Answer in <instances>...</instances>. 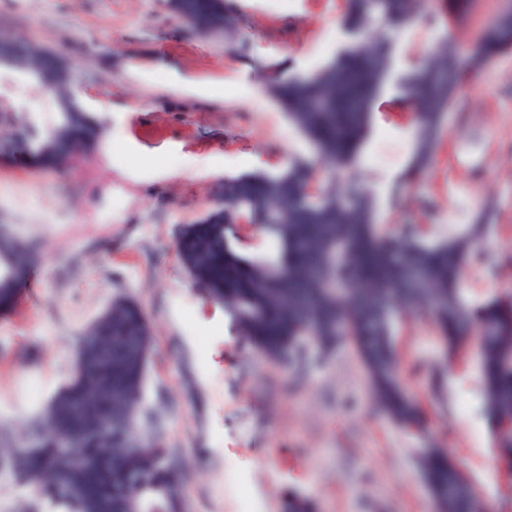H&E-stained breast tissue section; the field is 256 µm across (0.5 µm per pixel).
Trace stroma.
<instances>
[{
  "instance_id": "35a3bbf8",
  "label": "stroma",
  "mask_w": 512,
  "mask_h": 512,
  "mask_svg": "<svg viewBox=\"0 0 512 512\" xmlns=\"http://www.w3.org/2000/svg\"><path fill=\"white\" fill-rule=\"evenodd\" d=\"M233 35H208L168 0H0V33L71 65L102 122L90 152L54 171L0 160V225L34 241L39 260L15 307L0 312V426L21 436L62 386L77 342L120 293L150 319L146 398L164 399L161 436L180 449L190 512H281L294 490L317 512H433L422 440L373 408L349 344L274 362L239 336L178 257L181 225L203 216L226 177L309 155L268 88L320 70L349 39L345 0H234ZM506 0H424L400 32L395 66L422 60L443 35L472 54ZM429 169L399 195L411 157L413 104L396 89L376 102L363 156L382 220L428 236L486 227L488 249L463 273L471 303L512 293V52L468 71ZM0 96L34 117H58L51 96L0 72ZM406 386L437 447L456 459L496 512H512V477L485 428L474 357L447 365L430 321L396 327Z\"/></svg>"
}]
</instances>
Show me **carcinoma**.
I'll return each mask as SVG.
<instances>
[{
    "instance_id": "1",
    "label": "carcinoma",
    "mask_w": 512,
    "mask_h": 512,
    "mask_svg": "<svg viewBox=\"0 0 512 512\" xmlns=\"http://www.w3.org/2000/svg\"><path fill=\"white\" fill-rule=\"evenodd\" d=\"M419 4L346 0L343 28L351 42L322 71L271 87L312 158L279 172L224 179L222 205L181 229L178 254L208 299L223 304L239 333L267 358L289 360L310 343L329 349L351 342L378 405L416 435L425 431L427 416L397 364V314L424 308L450 363L476 339L485 419L511 475L512 300L473 305L461 282L483 225L433 240L414 224L392 229L380 222L362 160L373 106L393 71L392 38L413 21ZM173 10L207 34L230 31L237 22L232 0H175ZM511 50L512 23L498 16L481 32L475 57L458 54L445 38L429 49L426 65L404 75L402 90L415 112L408 174L432 162L462 69ZM0 53L16 54L19 65L53 91L59 109L46 133L33 131L28 113L0 115V126L13 129L11 148L45 170L59 168L76 148L94 150L100 128L90 111L73 105L69 65L19 38L0 39ZM255 219L270 241L260 261L240 250L239 225ZM33 261L30 244L13 235L0 240V311L16 305ZM89 330L118 347L138 339L141 351L109 370L73 363L68 382L27 421L21 439L0 430V480L32 492L17 512H124L127 501L156 492L167 494L164 512H182L177 475L184 462L158 437L165 406L145 400L153 331L144 309L118 295ZM84 401L111 425V434L73 422L71 410ZM66 435L80 448H70ZM422 478L436 512H489L440 449H423ZM313 509L297 494L282 503V512Z\"/></svg>"
}]
</instances>
